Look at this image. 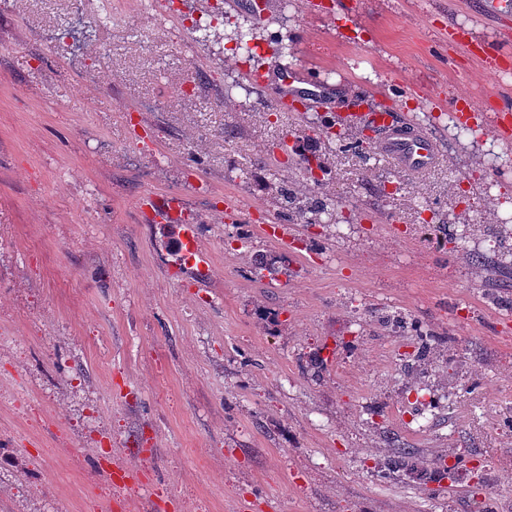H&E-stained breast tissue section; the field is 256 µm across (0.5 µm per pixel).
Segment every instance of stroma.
Instances as JSON below:
<instances>
[{
	"instance_id": "35a3bbf8",
	"label": "stroma",
	"mask_w": 512,
	"mask_h": 512,
	"mask_svg": "<svg viewBox=\"0 0 512 512\" xmlns=\"http://www.w3.org/2000/svg\"><path fill=\"white\" fill-rule=\"evenodd\" d=\"M268 2L111 0L112 68L79 83L57 46L24 54L70 25L66 0H0V512H512V141L448 119L455 95L512 113V6ZM452 26L496 41L497 67ZM288 67L326 97H244ZM176 76L207 90L172 99ZM372 92L439 139L433 169L313 134ZM292 135L323 184L285 155ZM280 178L330 198L333 224L283 216ZM146 194L186 202L178 223L145 218ZM424 336L439 343L417 368ZM401 450L416 466L380 477Z\"/></svg>"
}]
</instances>
